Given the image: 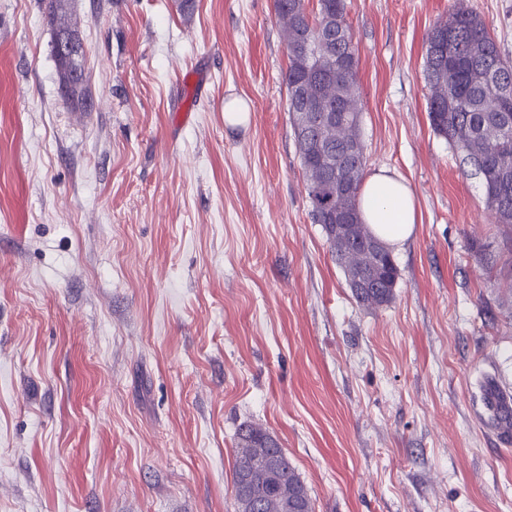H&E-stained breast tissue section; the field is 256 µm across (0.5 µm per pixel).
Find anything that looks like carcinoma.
<instances>
[{"mask_svg": "<svg viewBox=\"0 0 512 512\" xmlns=\"http://www.w3.org/2000/svg\"><path fill=\"white\" fill-rule=\"evenodd\" d=\"M70 4L71 0H47L46 9L55 37L77 41L74 53L55 55L60 97L67 104L84 106L90 97L84 49L69 17ZM274 5L287 43L288 112L293 130L300 131L294 141L312 220L322 225L355 299L368 307L385 305L393 299L399 278L391 252L375 254L373 268L358 277L342 261V252L347 251L355 255V265H361V248L371 244L363 236L372 235L357 226L367 157L359 133V56L347 22V0H317L314 10L309 0H274ZM443 31L453 38L450 56L433 53L435 38ZM425 72L433 130L448 139L459 164L479 179L493 223L511 227L512 132H500L502 120L487 111L484 102L498 100L512 116V62L482 17L459 5L429 34ZM320 101L338 112L344 124L320 121ZM269 456L278 461L275 490L270 495L256 491L249 512H280L279 500L296 503L297 512H314L307 487L278 442L254 425L240 428L236 435L234 490L257 460Z\"/></svg>", "mask_w": 512, "mask_h": 512, "instance_id": "obj_1", "label": "carcinoma"}]
</instances>
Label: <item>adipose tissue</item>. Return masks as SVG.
<instances>
[{
    "mask_svg": "<svg viewBox=\"0 0 512 512\" xmlns=\"http://www.w3.org/2000/svg\"><path fill=\"white\" fill-rule=\"evenodd\" d=\"M361 218L387 247L399 249L414 233V194L406 181L380 169L365 180L360 201Z\"/></svg>",
    "mask_w": 512,
    "mask_h": 512,
    "instance_id": "1",
    "label": "adipose tissue"
}]
</instances>
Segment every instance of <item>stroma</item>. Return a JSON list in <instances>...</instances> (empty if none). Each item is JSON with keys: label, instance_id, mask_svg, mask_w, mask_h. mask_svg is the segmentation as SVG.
Wrapping results in <instances>:
<instances>
[{"label": "stroma", "instance_id": "obj_1", "mask_svg": "<svg viewBox=\"0 0 512 512\" xmlns=\"http://www.w3.org/2000/svg\"><path fill=\"white\" fill-rule=\"evenodd\" d=\"M460 4L512 59V0H347L367 169L418 213L368 308L310 215L274 0H74L83 113L45 0H0V512H235L246 424L315 512H512L480 402L512 392V227L427 109ZM46 9L49 21L55 26L53 55L58 66V82L60 97L66 104H76L85 107L90 97L87 86V75L83 64L84 49L78 28L71 23L68 6L71 0H47ZM60 36L73 37L77 41V50L67 56L58 55L56 50L65 52L70 45H65ZM56 40V41H55Z\"/></svg>", "mask_w": 512, "mask_h": 512}]
</instances>
